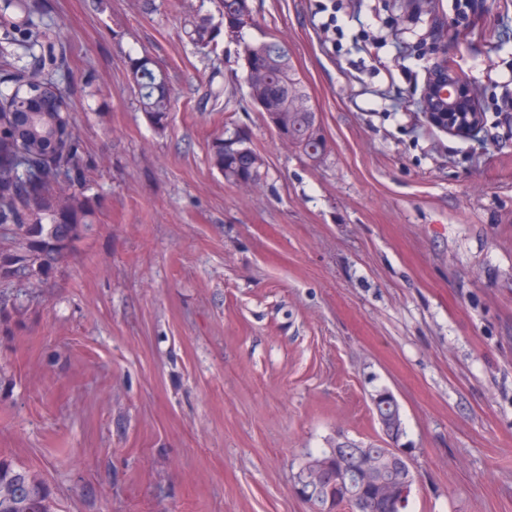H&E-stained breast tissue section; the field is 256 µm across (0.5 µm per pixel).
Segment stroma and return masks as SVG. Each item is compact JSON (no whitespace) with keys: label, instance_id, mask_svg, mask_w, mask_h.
Masks as SVG:
<instances>
[{"label":"stroma","instance_id":"35a3bbf8","mask_svg":"<svg viewBox=\"0 0 512 512\" xmlns=\"http://www.w3.org/2000/svg\"><path fill=\"white\" fill-rule=\"evenodd\" d=\"M32 2L64 46L98 213L47 280L0 283V459L53 512H314L297 473L344 436L405 453L406 512H512V0L410 21L385 0H250L214 52L184 26L223 31L221 0ZM436 14L485 112L471 139L421 115ZM270 39L320 160L249 98L243 47ZM145 51L173 90L161 127L132 88ZM237 132L258 186L210 163ZM186 34L194 44L202 49L209 47L214 40L211 23L206 17H197L189 21ZM374 406L387 436L397 437L400 431V410L396 400L389 394H381L374 399Z\"/></svg>","mask_w":512,"mask_h":512}]
</instances>
